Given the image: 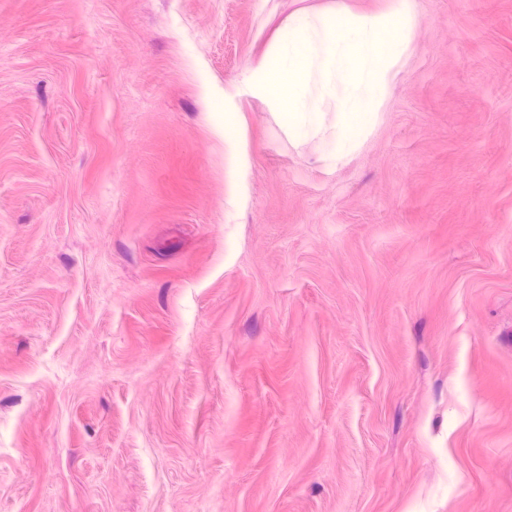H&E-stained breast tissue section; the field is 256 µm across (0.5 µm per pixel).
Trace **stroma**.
Returning a JSON list of instances; mask_svg holds the SVG:
<instances>
[{
    "mask_svg": "<svg viewBox=\"0 0 512 512\" xmlns=\"http://www.w3.org/2000/svg\"><path fill=\"white\" fill-rule=\"evenodd\" d=\"M331 2L0 0V512H512V0L340 165L245 80Z\"/></svg>",
    "mask_w": 512,
    "mask_h": 512,
    "instance_id": "1",
    "label": "stroma"
}]
</instances>
